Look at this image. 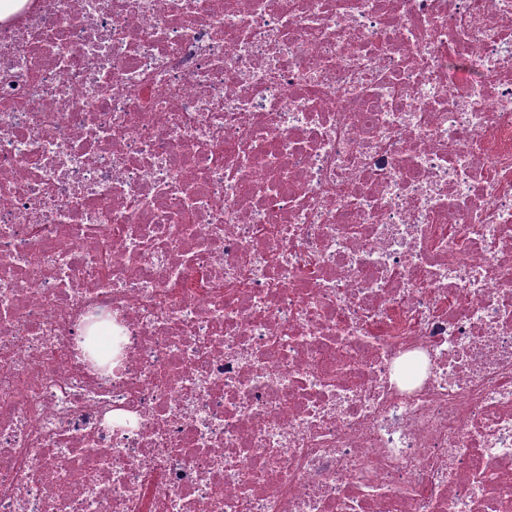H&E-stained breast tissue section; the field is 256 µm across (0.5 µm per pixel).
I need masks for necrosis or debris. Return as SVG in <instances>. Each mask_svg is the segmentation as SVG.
I'll return each mask as SVG.
<instances>
[{
  "label": "necrosis or debris",
  "instance_id": "4bbe7bcc",
  "mask_svg": "<svg viewBox=\"0 0 512 512\" xmlns=\"http://www.w3.org/2000/svg\"><path fill=\"white\" fill-rule=\"evenodd\" d=\"M0 512H512V0L0 21Z\"/></svg>",
  "mask_w": 512,
  "mask_h": 512
}]
</instances>
